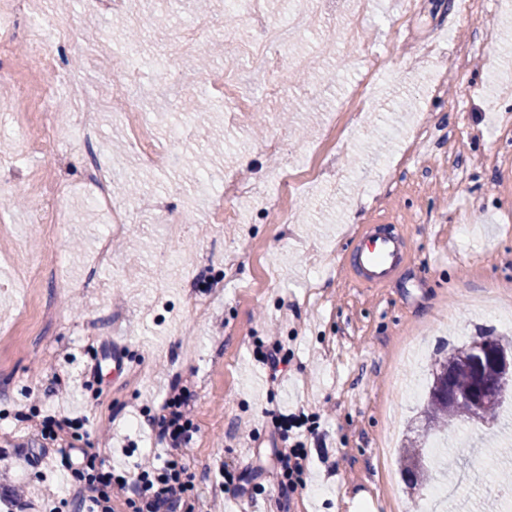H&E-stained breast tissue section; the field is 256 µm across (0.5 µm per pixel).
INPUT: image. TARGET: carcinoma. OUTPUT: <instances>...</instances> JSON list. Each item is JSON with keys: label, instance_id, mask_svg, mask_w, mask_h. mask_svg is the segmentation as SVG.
<instances>
[{"label": "carcinoma", "instance_id": "cac0c4a2", "mask_svg": "<svg viewBox=\"0 0 512 512\" xmlns=\"http://www.w3.org/2000/svg\"><path fill=\"white\" fill-rule=\"evenodd\" d=\"M470 344L466 343L452 349L448 356L435 362L432 369V383L429 388L424 417L428 426L446 428L448 424L463 419L467 406L461 396L475 386L487 391L497 389L499 377L495 369L487 366L476 373L466 363L469 359ZM417 450H407L403 456V475L406 482L423 485L428 478L427 470H416L414 462Z\"/></svg>", "mask_w": 512, "mask_h": 512}]
</instances>
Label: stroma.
Wrapping results in <instances>:
<instances>
[{
  "label": "stroma",
  "mask_w": 512,
  "mask_h": 512,
  "mask_svg": "<svg viewBox=\"0 0 512 512\" xmlns=\"http://www.w3.org/2000/svg\"><path fill=\"white\" fill-rule=\"evenodd\" d=\"M459 0H420L398 29L396 0H373L360 41L341 35L353 0L311 15L298 38L281 46L284 59L310 60L286 77L251 68L226 41L224 0H141L143 77L111 80L106 70L127 46L126 24L89 11L87 0H0V67L8 98L0 97V497L22 484L28 502L12 512H79L88 486L71 463L83 454L134 465L158 453L149 423L171 390L188 397L195 431L181 451L190 476L193 512H236L238 493L218 469L228 464L245 485H277L271 450L277 417L304 411L307 488L289 512H426L429 487L409 489L399 453L380 459L378 441L396 427L398 445L413 440L431 452L424 434L423 395L404 390L428 380L433 360L475 336H512V316L478 307L493 292L512 294V89L486 82L488 68L512 74V14L492 12L494 56L473 53L463 69L447 70V91L426 89L427 64L404 41L423 45L453 30L457 42L477 39L479 20L460 14ZM206 24L201 52H180V29ZM55 29L57 70L26 56L34 26ZM388 64L368 91L371 109L355 135L338 137L331 158L339 183L284 192L280 179L299 171L363 78L366 49ZM170 60L166 80L151 78ZM134 91L137 122L180 157L145 164L128 122L104 112L93 148L61 136L73 116L71 97L104 101ZM213 110L206 124L193 111ZM239 112L224 121L227 104ZM53 108L54 122L44 112ZM447 129L414 155V128ZM279 153L259 144L278 132ZM104 163L116 172L113 201L131 221L116 232L89 201L86 170ZM246 172L256 195L227 201L240 221L216 228L209 214L224 176ZM74 188L49 219L44 187ZM370 224H395L409 260L388 283L357 284L349 268L357 234ZM112 235V260L95 266L101 239ZM171 250L180 270L161 260ZM244 254L224 279L230 253ZM277 328L288 353L286 371L270 377L256 358ZM125 348L120 379L97 370L100 352ZM77 414L78 433L41 432L46 416ZM433 483L457 485L438 512H512V406L495 421L464 423L444 432ZM137 445L124 457L126 441ZM58 491L55 506L40 494Z\"/></svg>",
  "instance_id": "35a3bbf8"
}]
</instances>
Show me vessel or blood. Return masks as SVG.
I'll return each instance as SVG.
<instances>
[{
	"label": "vessel or blood",
	"instance_id": "b4317fda",
	"mask_svg": "<svg viewBox=\"0 0 512 512\" xmlns=\"http://www.w3.org/2000/svg\"><path fill=\"white\" fill-rule=\"evenodd\" d=\"M407 259L405 240L398 230L383 231L373 225L362 234L354 257L358 280L379 286L391 280Z\"/></svg>",
	"mask_w": 512,
	"mask_h": 512
}]
</instances>
